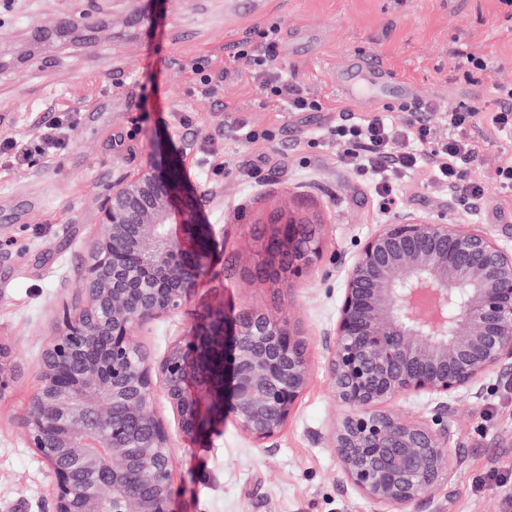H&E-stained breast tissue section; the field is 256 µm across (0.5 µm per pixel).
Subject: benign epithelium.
<instances>
[{"label":"benign epithelium","mask_w":512,"mask_h":512,"mask_svg":"<svg viewBox=\"0 0 512 512\" xmlns=\"http://www.w3.org/2000/svg\"><path fill=\"white\" fill-rule=\"evenodd\" d=\"M184 192L179 165L154 158L112 182L89 246L83 301L58 303L38 384L22 418L29 447L54 479L52 512H171V434L196 439L224 421L257 445L287 425L310 379L303 342L269 312L242 308L233 321L207 307L190 336L159 362L134 329L182 308L207 269L210 228ZM261 278L308 267L321 226L277 217ZM327 366L344 415L331 445L342 478L376 512L421 502L451 477L448 397L491 372L512 380V250L488 231L404 212L367 238L345 268ZM0 341V399L18 378ZM431 397L429 422L404 420L398 398Z\"/></svg>","instance_id":"1"}]
</instances>
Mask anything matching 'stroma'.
Listing matches in <instances>:
<instances>
[{
    "label": "stroma",
    "instance_id": "35a3bbf8",
    "mask_svg": "<svg viewBox=\"0 0 512 512\" xmlns=\"http://www.w3.org/2000/svg\"><path fill=\"white\" fill-rule=\"evenodd\" d=\"M281 26L275 67L323 105L291 112L264 98L247 63L203 95L195 68L223 66L230 46L271 23ZM488 67L472 81L460 52ZM367 60L408 83L407 92L350 98L339 89L347 60ZM512 84V9L501 0H0V141L45 132L50 106L68 108L66 146L48 158L0 162V341L21 373L0 400V512H51V474L29 448L21 418L37 386L42 350L59 301L80 303L86 252L113 179L155 152L179 159L187 189L218 186L199 216L211 225L209 273L179 312L133 333L161 360L188 335L201 306L227 317L246 305L288 319L305 344L310 382L278 437L258 446L233 413L200 440L172 432V512H373L341 476L330 443L344 413L328 373L326 345L336 324L343 267L360 242L389 217L370 188L336 161L330 133L340 115L376 117L383 107L426 98L418 113L434 134L445 109L493 104L496 85ZM268 131L247 142L231 123ZM482 148L472 168L484 187L474 224L512 249V199L494 180L512 155V134L480 119L468 126ZM256 177H245L249 168ZM398 212L455 222L447 195L425 171L408 173ZM320 223L325 245L294 287L258 282V239L284 212ZM453 473L431 500L406 512H502L512 500V385L489 374L457 393L448 410Z\"/></svg>",
    "mask_w": 512,
    "mask_h": 512
}]
</instances>
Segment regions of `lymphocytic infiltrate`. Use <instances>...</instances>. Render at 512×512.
Segmentation results:
<instances>
[{
    "label": "lymphocytic infiltrate",
    "instance_id": "f902f5d3",
    "mask_svg": "<svg viewBox=\"0 0 512 512\" xmlns=\"http://www.w3.org/2000/svg\"><path fill=\"white\" fill-rule=\"evenodd\" d=\"M280 33L278 24H270L258 30L254 38L233 44L227 57L233 63H249L267 98L284 103L289 111H321V103L289 81L287 73L271 68L270 62L278 54ZM397 109L406 115L398 123L387 117L338 123L334 137L339 165L364 177L384 205L391 202L396 182L404 172L426 168L433 186L446 191L459 211L470 213L483 197L481 183L471 175L480 147L466 134L475 108L463 104L445 112L443 121L449 130L445 137L434 135L412 118L416 112L434 111L431 101L401 103Z\"/></svg>",
    "mask_w": 512,
    "mask_h": 512
}]
</instances>
